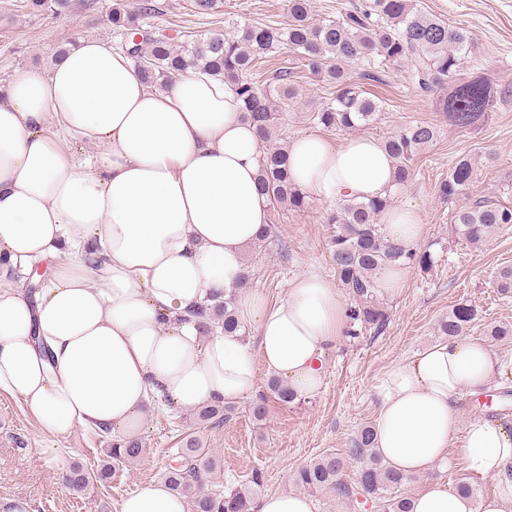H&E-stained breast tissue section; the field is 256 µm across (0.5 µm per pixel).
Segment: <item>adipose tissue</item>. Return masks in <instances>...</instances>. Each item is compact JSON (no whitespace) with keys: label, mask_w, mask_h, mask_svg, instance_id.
<instances>
[{"label":"adipose tissue","mask_w":512,"mask_h":512,"mask_svg":"<svg viewBox=\"0 0 512 512\" xmlns=\"http://www.w3.org/2000/svg\"><path fill=\"white\" fill-rule=\"evenodd\" d=\"M231 81L194 71L146 83L111 42L89 39L50 68L19 72L0 88V394L24 402L54 439L75 428L132 437L145 409L232 405L261 375L297 398L318 394L325 356L343 336L347 306L328 278L305 274L286 297L242 293L238 318L255 345L197 312L223 299L245 271L244 250L269 222L258 191L263 143ZM94 146L79 160L68 141ZM304 195L368 200L393 189L383 143L354 136L288 146ZM385 240L413 249L424 226L411 207H389ZM45 265L35 296L10 273ZM512 377V354L453 338L391 367L382 383L375 450L403 475H427L411 512H512V424L473 417L463 439V392ZM498 480L476 500L430 479L449 453ZM118 512H188L164 483L128 494Z\"/></svg>","instance_id":"ef3b65f1"}]
</instances>
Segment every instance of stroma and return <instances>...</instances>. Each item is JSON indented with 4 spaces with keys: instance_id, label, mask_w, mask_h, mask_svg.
I'll return each instance as SVG.
<instances>
[{
    "instance_id": "obj_1",
    "label": "stroma",
    "mask_w": 512,
    "mask_h": 512,
    "mask_svg": "<svg viewBox=\"0 0 512 512\" xmlns=\"http://www.w3.org/2000/svg\"><path fill=\"white\" fill-rule=\"evenodd\" d=\"M160 14L150 26L180 43L191 36H207L229 29L233 21L273 26L288 21V0H221L211 14H196L191 0H156ZM425 14L466 28L473 48L463 64L465 77H485L500 89H508L488 117L471 127L449 122L434 95L422 92L406 69L380 68L377 79L365 77L367 63L351 65L349 72L366 95L378 97L382 110L376 120L361 127L362 135L386 140L401 127L417 122L433 124L437 139L412 162L411 180L393 193L394 204L414 207L425 226L418 242L437 258L432 271L408 269L401 292L378 296L387 320L378 333L343 338L326 356V378L319 394L300 403L283 406L269 400L262 420L250 412L252 399L235 404L224 423L197 429L196 414L177 415L149 406L139 438L141 456L132 463L115 464L107 482L95 483L81 494L67 489L61 472L42 460L38 451L50 436L37 424L21 401L0 395V497L27 503V512H117L119 501L146 485L162 481L178 432L197 433L219 465L212 481L227 488H243L253 469L263 471L255 497L294 492V472L314 457L333 453L342 457L348 483L357 479V464L347 450L360 428L374 423L380 404L379 385L385 372L420 349L436 343L440 319L457 304L477 311L469 338L480 340L497 353L512 351V337L495 340L488 329L512 326V298L505 300L493 284L498 270L512 267V227L499 230L478 245L459 240L450 232L451 218L461 207L479 200L512 204V0H414ZM112 0H72L62 16L33 14L24 0H0V86L31 66L49 67L57 45L72 40L101 38L121 44L122 35L107 20ZM292 99L273 140L285 147L304 135H321L332 144L344 140L339 131L325 132L309 119L310 112L331 98L332 85L302 71ZM461 157L471 158L475 176L464 196L446 200L439 193L441 180ZM330 203L310 200L302 211L279 207L269 212L276 226L266 250L246 247L245 262L253 272L249 288L269 301L285 298L290 280L307 272L333 277L328 257L330 229L324 218ZM107 438L92 430L75 429L62 446L66 462L97 468ZM457 487L465 483L475 498L496 494L495 477L472 473L456 455L433 469L429 476L413 475L399 489L413 497L426 478Z\"/></svg>"
}]
</instances>
